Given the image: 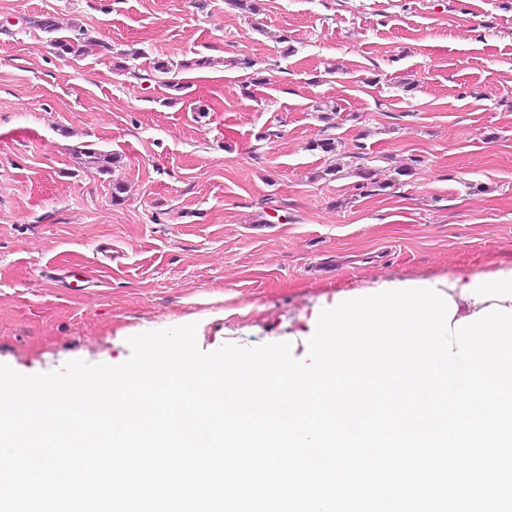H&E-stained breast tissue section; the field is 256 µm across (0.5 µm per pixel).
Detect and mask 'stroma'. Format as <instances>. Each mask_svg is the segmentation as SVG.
<instances>
[{
  "label": "stroma",
  "instance_id": "obj_1",
  "mask_svg": "<svg viewBox=\"0 0 512 512\" xmlns=\"http://www.w3.org/2000/svg\"><path fill=\"white\" fill-rule=\"evenodd\" d=\"M260 3L0 0V364L116 366L188 324L305 358L338 292L512 264V0ZM360 160L388 189L357 195Z\"/></svg>",
  "mask_w": 512,
  "mask_h": 512
}]
</instances>
